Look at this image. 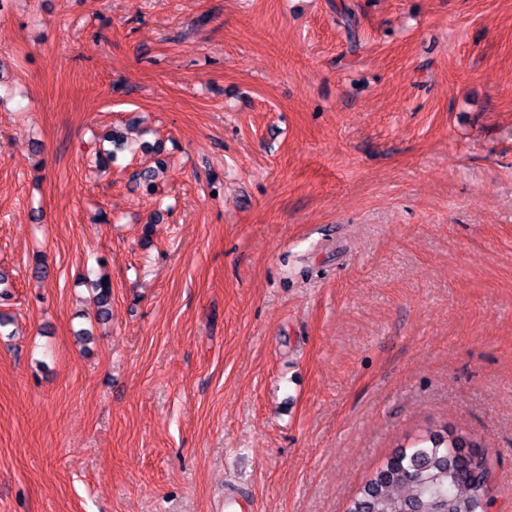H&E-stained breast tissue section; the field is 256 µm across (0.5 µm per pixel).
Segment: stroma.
<instances>
[{
  "instance_id": "obj_1",
  "label": "stroma",
  "mask_w": 512,
  "mask_h": 512,
  "mask_svg": "<svg viewBox=\"0 0 512 512\" xmlns=\"http://www.w3.org/2000/svg\"><path fill=\"white\" fill-rule=\"evenodd\" d=\"M0 61V512H345L447 424L512 512V0H10Z\"/></svg>"
}]
</instances>
